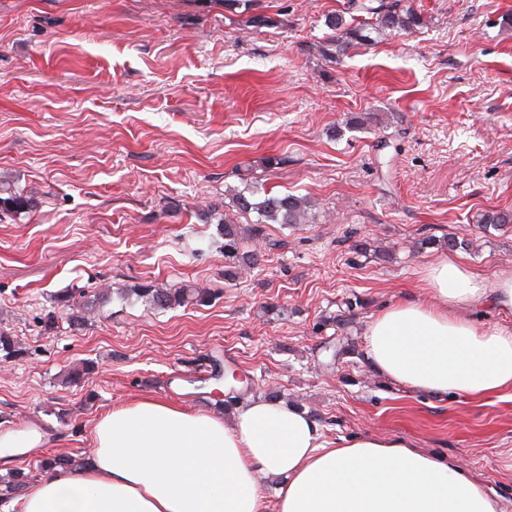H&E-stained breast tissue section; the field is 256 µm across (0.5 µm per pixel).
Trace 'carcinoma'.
I'll use <instances>...</instances> for the list:
<instances>
[{"instance_id":"carcinoma-1","label":"carcinoma","mask_w":512,"mask_h":512,"mask_svg":"<svg viewBox=\"0 0 512 512\" xmlns=\"http://www.w3.org/2000/svg\"><path fill=\"white\" fill-rule=\"evenodd\" d=\"M358 8L368 14L364 19L346 16V11L339 10L325 18V25L332 34L322 43L321 53L328 59H337L356 47L373 41L371 33L378 34L387 30L412 31L422 25L421 15L415 11L407 0H377V5L360 3L351 4L348 9ZM40 199L32 192L16 186L11 179L0 178V222L16 220L23 214H29L39 207ZM230 207L241 214L255 213L257 220L253 225L235 222L229 213L218 220L224 236V259L226 261L224 277L234 280L237 270L243 266L257 265L261 253L256 240L263 236L266 224H301L308 220L310 202L300 196L284 195L268 197L255 202L251 197L240 192L233 196ZM512 223V213L488 210L481 214L479 224L497 226ZM111 288L105 286L97 292L82 296L79 303H74L73 296L59 294L56 303L69 309L67 322L77 328L85 324L87 316L100 314L111 299ZM119 297L135 299L152 308L172 309L187 305L202 306L211 301L213 295L203 288L184 284L180 287L165 288L157 285L139 284L118 292ZM25 349L5 331H0V362L20 359ZM95 370L91 362H85L71 369L67 381L78 385L85 381Z\"/></svg>"}]
</instances>
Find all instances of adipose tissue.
<instances>
[{
	"label": "adipose tissue",
	"mask_w": 512,
	"mask_h": 512,
	"mask_svg": "<svg viewBox=\"0 0 512 512\" xmlns=\"http://www.w3.org/2000/svg\"><path fill=\"white\" fill-rule=\"evenodd\" d=\"M426 299L373 317L372 370L403 390L470 401L512 398V329L470 310L512 315V271L489 280L456 258L430 265ZM279 479L275 509L263 481ZM12 512H503L494 490L450 455L393 435L327 442L311 414L264 398L229 418L159 399L112 409L80 467H55Z\"/></svg>",
	"instance_id": "ef3b65f1"
}]
</instances>
